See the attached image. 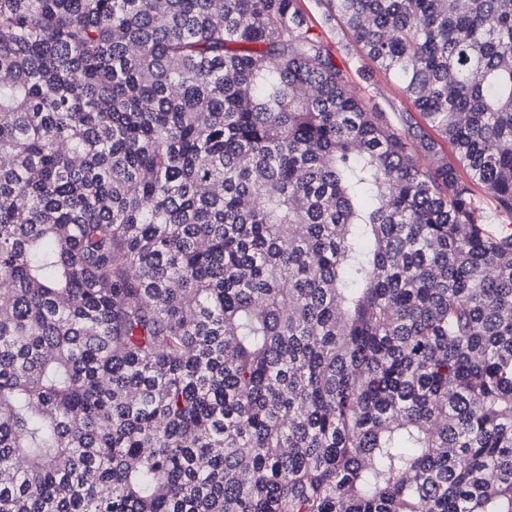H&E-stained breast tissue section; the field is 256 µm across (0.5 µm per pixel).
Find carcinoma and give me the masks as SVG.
<instances>
[{
  "label": "carcinoma",
  "instance_id": "1",
  "mask_svg": "<svg viewBox=\"0 0 512 512\" xmlns=\"http://www.w3.org/2000/svg\"><path fill=\"white\" fill-rule=\"evenodd\" d=\"M328 4L424 123L300 0H0V512H512V0ZM310 23L325 37L326 44L340 66L351 67V89L374 112H412L419 118L412 101L400 84L378 70L356 46L347 31L330 16L326 0H301Z\"/></svg>",
  "mask_w": 512,
  "mask_h": 512
}]
</instances>
